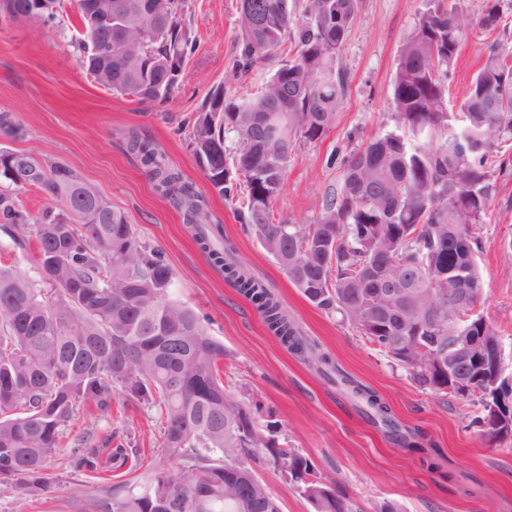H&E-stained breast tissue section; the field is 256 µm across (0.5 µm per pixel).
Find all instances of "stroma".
<instances>
[{
    "label": "stroma",
    "instance_id": "stroma-1",
    "mask_svg": "<svg viewBox=\"0 0 512 512\" xmlns=\"http://www.w3.org/2000/svg\"><path fill=\"white\" fill-rule=\"evenodd\" d=\"M504 29L476 24L484 0H461L471 28L448 83V106L476 72L487 44H512V0H503ZM239 0H185L188 34L195 51L185 61L174 95L143 101L94 82L72 40L80 33L74 0H59L54 25L0 24V111L25 126L22 140L0 136V150L32 154L70 167L85 183L124 213L139 236L158 250L174 272L171 296L191 309L211 336L224 345V390L257 407L256 422L271 426L278 446L308 457L318 476L346 498L354 512H512V437L480 438L471 420L473 397L419 387L409 372L371 344L337 313L321 309L295 288L277 261L245 230L238 205L209 183L191 146L200 113L216 89L247 100L259 93L292 55L290 44L269 52L243 77L227 62L239 35ZM428 0H361L342 51L348 92L335 125L323 137L297 144L283 188L271 203L276 224H312L318 202L335 187L338 168L329 156L345 147L350 132L366 139L391 128L392 80L400 51L425 12ZM137 131L155 142L169 163L202 197L211 223L224 227L236 260L263 281L296 322L302 336L337 366L373 389L391 408L401 432L421 436L437 449L440 467H423L418 454L368 419L347 394L325 382L302 357L283 345L253 306L226 281L182 221L180 211L127 147ZM490 221L478 225L477 256L485 281L474 311L500 333L503 366L512 377V160L495 172ZM137 449L133 467L110 472L78 465L87 448L102 449L108 436ZM155 407L113 392L109 412L87 405L78 410L50 463L52 484L38 498L0 488V512H72L73 498H96L118 482L142 484L169 459L161 449ZM252 467L279 504L280 512H314L300 487L266 449Z\"/></svg>",
    "mask_w": 512,
    "mask_h": 512
}]
</instances>
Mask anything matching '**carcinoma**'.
<instances>
[{
    "label": "carcinoma",
    "instance_id": "obj_1",
    "mask_svg": "<svg viewBox=\"0 0 512 512\" xmlns=\"http://www.w3.org/2000/svg\"><path fill=\"white\" fill-rule=\"evenodd\" d=\"M183 0H112L124 25L85 34L78 49L86 66L100 43L112 42V82L102 86L141 100L170 96L183 62L194 51L185 30ZM361 0H240V37L231 72L248 73L284 41L297 55L284 62L252 101L238 102L219 88L192 130L196 158L223 169L213 188L227 200L244 198L241 219L292 283L322 309L336 312L410 372L421 386L460 394L468 388L431 368L471 336H499L472 314L484 280L476 257V226L489 220L493 166L512 142V47L493 42L467 85L458 111L446 104L459 47L466 37L460 0H429L404 43L390 100L393 127L328 165L340 170L335 189L319 203L317 222L274 224L270 204L282 190L289 159L301 140H316L336 123L348 77L342 50ZM500 0H485L479 24L497 29ZM0 134L26 137L10 112H0ZM231 140L233 146L226 145ZM129 147L155 189L182 213L202 248L255 306L268 328L325 378L349 390L393 428L389 408L375 392L343 374L308 344L281 302L233 258L193 185L172 168L153 142L133 132ZM22 183L0 177V230L18 248L35 239L38 288L0 265V486L36 498L50 484L49 464L63 427L84 402L105 413L112 393L158 406L164 453L181 466L157 467L138 488L118 484L74 512H280L245 458L272 448L315 512H350L311 461L278 448L256 424L252 409L224 392L219 364L224 344L195 313L169 297L174 273L143 243L127 217L66 165L13 153ZM38 188L62 210L35 219L20 192ZM65 259L54 266L51 252ZM406 289L409 306L379 310L375 280ZM472 289L448 305L456 281ZM472 419L477 433L504 435L497 402L480 395ZM118 471L129 462L122 444L110 449Z\"/></svg>",
    "mask_w": 512,
    "mask_h": 512
}]
</instances>
